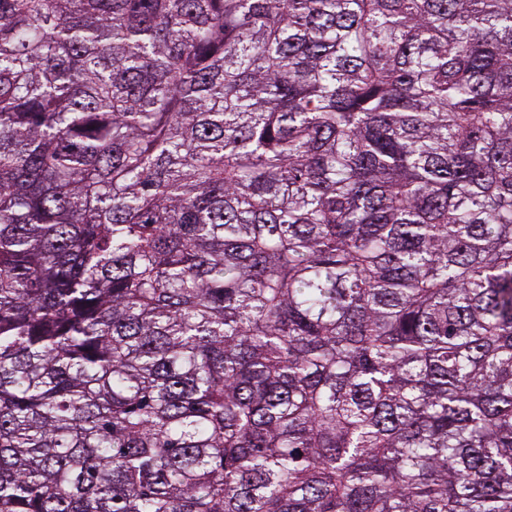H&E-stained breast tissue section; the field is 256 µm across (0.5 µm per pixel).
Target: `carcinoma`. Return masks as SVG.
<instances>
[{"label":"carcinoma","mask_w":512,"mask_h":512,"mask_svg":"<svg viewBox=\"0 0 512 512\" xmlns=\"http://www.w3.org/2000/svg\"><path fill=\"white\" fill-rule=\"evenodd\" d=\"M0 512H512V0H0Z\"/></svg>","instance_id":"1"}]
</instances>
